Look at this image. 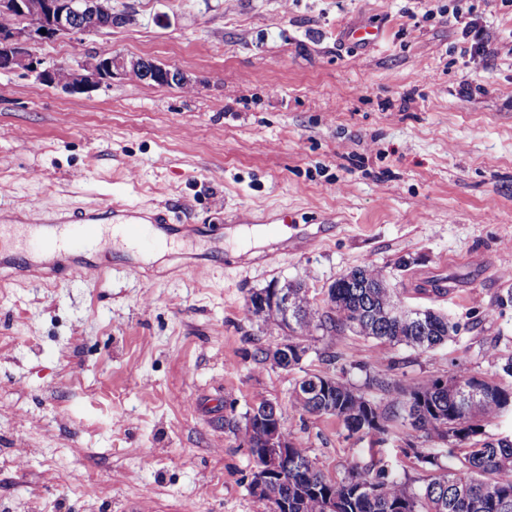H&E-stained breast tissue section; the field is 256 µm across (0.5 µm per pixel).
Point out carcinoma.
Here are the masks:
<instances>
[{"label": "carcinoma", "mask_w": 512, "mask_h": 512, "mask_svg": "<svg viewBox=\"0 0 512 512\" xmlns=\"http://www.w3.org/2000/svg\"><path fill=\"white\" fill-rule=\"evenodd\" d=\"M351 275L371 280L380 277L370 267H357L336 279V305L315 325L327 337L332 339L349 329L380 343L426 353L456 332L447 316L431 308L415 309L400 320L387 317L388 311L403 308L397 294L390 288H357L348 280ZM262 320L290 332L288 340L298 347L300 336L308 333L297 320L269 304ZM310 378L328 384L329 396L303 402L294 390L291 402L297 410L334 418L353 434L377 436L381 441L391 433L390 421L401 418L410 430L444 446L448 464L441 465L440 455L424 453L409 441L404 453L413 454L421 467L439 471L418 487L398 477L389 464L355 469L336 481L315 466L296 439L281 464L284 479L266 485L259 493L276 506L272 512L285 508L288 512H512V439H483L486 427L512 411V385L463 373L459 379L474 392L466 399L460 390L442 383L440 375L393 387L373 377L368 385L382 392V398L376 400L338 376L312 374ZM240 433L255 467L267 465L269 450L259 447V427L253 426L250 432L244 428Z\"/></svg>", "instance_id": "obj_1"}]
</instances>
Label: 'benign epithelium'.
<instances>
[{
  "instance_id": "obj_1",
  "label": "benign epithelium",
  "mask_w": 512,
  "mask_h": 512,
  "mask_svg": "<svg viewBox=\"0 0 512 512\" xmlns=\"http://www.w3.org/2000/svg\"><path fill=\"white\" fill-rule=\"evenodd\" d=\"M0 0V14L13 19L10 27L0 29V71H24L44 85L75 93L110 84L115 78H135L151 85L190 87L192 81L179 68L161 65L147 58H128L103 52L89 64L77 67L48 64L31 51L35 42L61 35H89L104 29L112 20L110 0ZM46 33H40V30ZM273 416L267 420L260 447L271 451L273 460L288 454L291 437L283 430L278 407L267 405Z\"/></svg>"
}]
</instances>
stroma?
<instances>
[{"instance_id":"stroma-1","label":"stroma","mask_w":512,"mask_h":512,"mask_svg":"<svg viewBox=\"0 0 512 512\" xmlns=\"http://www.w3.org/2000/svg\"><path fill=\"white\" fill-rule=\"evenodd\" d=\"M472 12L481 49L451 22ZM112 28L35 44L69 64L102 52L180 68L192 90L117 79L82 93L0 74V225L88 205L168 209L169 244L88 254L103 276L0 286V512H270L236 429L275 403L331 479L371 440L292 407L308 373L366 396L432 374L503 380L512 357V6L505 0H112ZM379 26L372 47L347 40ZM289 216L285 245L242 268L240 227ZM319 227V245L290 241ZM369 266L409 308L458 327L421 353L310 332L293 369L254 292L305 285L315 319ZM401 421L379 454L423 477ZM79 470L82 483L68 473Z\"/></svg>"}]
</instances>
